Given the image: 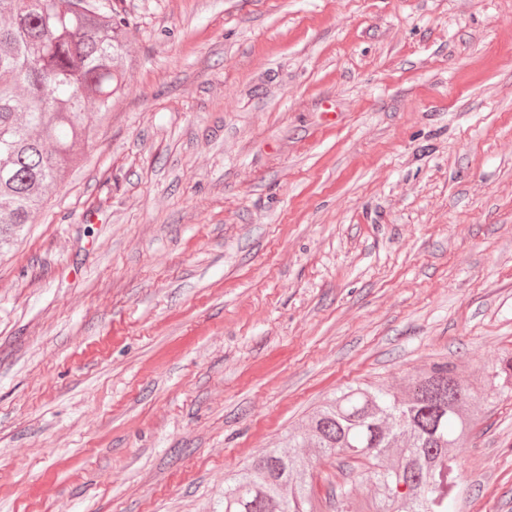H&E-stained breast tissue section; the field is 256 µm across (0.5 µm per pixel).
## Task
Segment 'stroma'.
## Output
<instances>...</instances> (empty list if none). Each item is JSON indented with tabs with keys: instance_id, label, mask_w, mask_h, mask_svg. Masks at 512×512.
Here are the masks:
<instances>
[{
	"instance_id": "1",
	"label": "stroma",
	"mask_w": 512,
	"mask_h": 512,
	"mask_svg": "<svg viewBox=\"0 0 512 512\" xmlns=\"http://www.w3.org/2000/svg\"><path fill=\"white\" fill-rule=\"evenodd\" d=\"M104 2L124 94L0 250V512H224L338 388L512 353V0ZM480 409L455 512H512Z\"/></svg>"
}]
</instances>
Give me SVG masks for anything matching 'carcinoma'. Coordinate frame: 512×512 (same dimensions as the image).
Listing matches in <instances>:
<instances>
[{
    "label": "carcinoma",
    "mask_w": 512,
    "mask_h": 512,
    "mask_svg": "<svg viewBox=\"0 0 512 512\" xmlns=\"http://www.w3.org/2000/svg\"><path fill=\"white\" fill-rule=\"evenodd\" d=\"M127 27L98 0H0V245L33 223L98 139L121 98ZM510 386L512 354L480 377L442 362L398 391L347 386L227 479L224 512H311L313 458L301 448L363 465L368 512H452L451 451L486 392Z\"/></svg>",
    "instance_id": "obj_1"
}]
</instances>
